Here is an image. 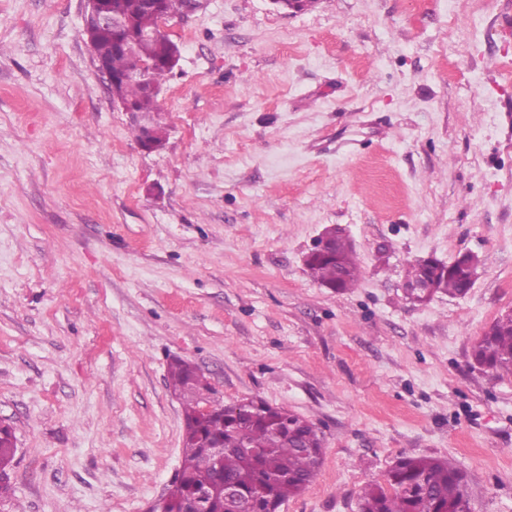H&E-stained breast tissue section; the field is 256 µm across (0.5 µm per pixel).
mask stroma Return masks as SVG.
<instances>
[{"mask_svg": "<svg viewBox=\"0 0 512 512\" xmlns=\"http://www.w3.org/2000/svg\"><path fill=\"white\" fill-rule=\"evenodd\" d=\"M505 3L204 0L167 20L180 59L144 113L113 103L84 0H0V512H149L182 460L176 358L316 424L322 467L280 512H358L403 454L512 512V374L470 365L512 311ZM332 225L344 293L305 265ZM464 252L466 296L406 299L409 262ZM336 243L329 254L308 255L307 267L312 278L328 288L345 291L353 288L359 280V266L351 246L337 227L326 228ZM15 440L12 429L0 432V497H8L10 493L9 472L16 453ZM2 475L5 478L3 485L1 484Z\"/></svg>", "mask_w": 512, "mask_h": 512, "instance_id": "1", "label": "stroma"}]
</instances>
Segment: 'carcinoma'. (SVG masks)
Masks as SVG:
<instances>
[{
  "instance_id": "1",
  "label": "carcinoma",
  "mask_w": 512,
  "mask_h": 512,
  "mask_svg": "<svg viewBox=\"0 0 512 512\" xmlns=\"http://www.w3.org/2000/svg\"><path fill=\"white\" fill-rule=\"evenodd\" d=\"M190 0H163L164 14L172 18L187 15ZM107 9L116 19L126 20L136 33L149 31L156 18L138 8L134 0H107ZM107 51L112 75L128 77L120 86L124 99L139 112H159L157 94L135 78L138 64L158 58L165 46L153 40H139L129 50L112 48L109 33L100 35ZM336 243L329 254H311L307 267L318 283L345 291L359 280V266L351 246L337 227L328 228ZM477 264L475 256L464 254L445 264L438 260H418L407 270V279L425 277L431 293L462 297L469 292ZM473 364L500 376L512 374V312L499 317L474 342ZM169 384L183 400V459L179 478L169 488L162 512H186L194 493L211 486L200 512H226L225 482L236 487L250 512H279L284 501L304 491L316 478L323 462V440L315 424L261 399L245 406H227L224 412L203 416L198 395L205 388L200 370L183 360H173L168 368ZM214 443L224 444V456L215 460ZM249 448L259 449L251 455ZM16 453L15 435L0 432V497L10 493L9 478ZM359 512H468L465 474L448 458L400 455L386 473L384 484L370 483L359 494Z\"/></svg>"
}]
</instances>
